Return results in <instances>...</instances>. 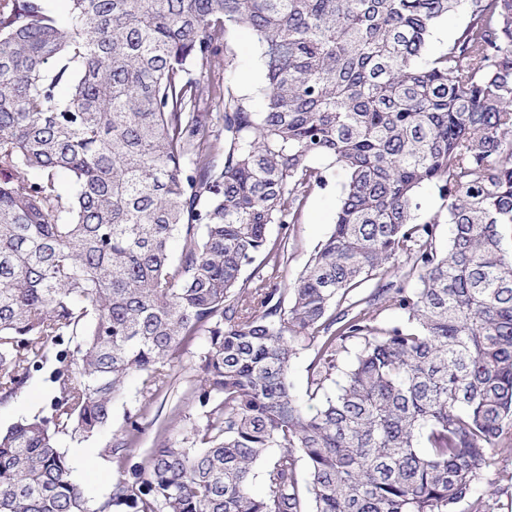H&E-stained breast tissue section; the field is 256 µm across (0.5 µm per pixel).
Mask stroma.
I'll return each mask as SVG.
<instances>
[{
  "label": "stroma",
  "mask_w": 512,
  "mask_h": 512,
  "mask_svg": "<svg viewBox=\"0 0 512 512\" xmlns=\"http://www.w3.org/2000/svg\"><path fill=\"white\" fill-rule=\"evenodd\" d=\"M229 44L235 60L232 70H225L223 56H216L203 69L202 79L217 86H231L235 93L259 103V91L264 84L261 47L253 36L245 30L230 34ZM326 182L315 188L305 199L300 220L297 224L283 226L270 225L268 234L276 238L288 236V260L280 267L282 281H293L302 271L314 248L325 241L334 230L336 209L346 181L340 166L327 168ZM203 350L202 341H194L190 346L178 350L173 358L176 373L167 389L154 401H147L141 390L138 378L127 381L123 394L112 406V424L90 437L66 434L59 436L58 445L65 453L73 449H84L86 465L74 466L73 478L82 485L91 503L106 499L118 473L112 462L111 447L116 444L117 432L125 426L127 419H136L144 428V447H151L156 428L161 421L172 424L173 437H191L194 426L205 421L204 410L191 396V389L200 376L199 356ZM55 361H48L44 368L34 373L21 392L0 401V430H6L15 422L49 410L57 386L51 380ZM496 474L480 486L491 512H512V456L501 457Z\"/></svg>",
  "instance_id": "1"
}]
</instances>
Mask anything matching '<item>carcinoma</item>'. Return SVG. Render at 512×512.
Masks as SVG:
<instances>
[{
  "mask_svg": "<svg viewBox=\"0 0 512 512\" xmlns=\"http://www.w3.org/2000/svg\"><path fill=\"white\" fill-rule=\"evenodd\" d=\"M67 2L64 25L0 0V395L58 363L51 412L0 432V512H486L512 455V0ZM240 27L262 104L227 87L213 112L197 71ZM319 158L347 177L334 231L274 288L268 227L298 223ZM427 184L446 214L418 222ZM258 255L270 272L242 279ZM201 336L205 423L189 443L159 425L130 467L128 422L91 507L58 435L100 432L128 379L154 394ZM350 343L306 414L298 347L312 400ZM466 20V4L462 5L456 12L448 14L447 18L442 19L435 28L429 45V53H439L455 36ZM314 356L312 348L298 347L296 356L293 358L289 370V382L295 396L300 398L310 414L315 413L321 405V399L309 400L307 390L309 388V365Z\"/></svg>",
  "mask_w": 512,
  "mask_h": 512,
  "instance_id": "carcinoma-1",
  "label": "carcinoma"
}]
</instances>
